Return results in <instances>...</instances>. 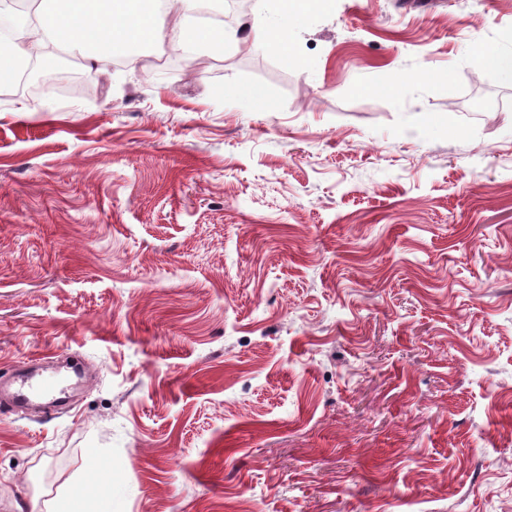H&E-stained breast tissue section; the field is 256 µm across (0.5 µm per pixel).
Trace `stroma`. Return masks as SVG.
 Segmentation results:
<instances>
[{
    "label": "stroma",
    "instance_id": "obj_1",
    "mask_svg": "<svg viewBox=\"0 0 512 512\" xmlns=\"http://www.w3.org/2000/svg\"><path fill=\"white\" fill-rule=\"evenodd\" d=\"M504 63L485 67L477 46ZM0 90V512H512V0ZM15 403H26L32 400L52 398L53 402L61 403L66 401V389L51 386L43 381L38 374H17L13 378ZM102 462L89 466L83 475L80 491L61 494L48 507L51 512H112V491L98 480Z\"/></svg>",
    "mask_w": 512,
    "mask_h": 512
}]
</instances>
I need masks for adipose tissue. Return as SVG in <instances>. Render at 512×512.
<instances>
[{
    "label": "adipose tissue",
    "mask_w": 512,
    "mask_h": 512,
    "mask_svg": "<svg viewBox=\"0 0 512 512\" xmlns=\"http://www.w3.org/2000/svg\"><path fill=\"white\" fill-rule=\"evenodd\" d=\"M330 0H276L279 20L269 25L255 14L249 26L252 42L289 45L303 16ZM197 0H37L25 13L24 35L0 45V84L32 60L49 61L52 48L79 47L97 66L128 57L138 47L163 51L186 45L223 50V28L195 21ZM100 465L89 466L80 491L63 494L50 512H112V491L98 480Z\"/></svg>",
    "instance_id": "1"
}]
</instances>
